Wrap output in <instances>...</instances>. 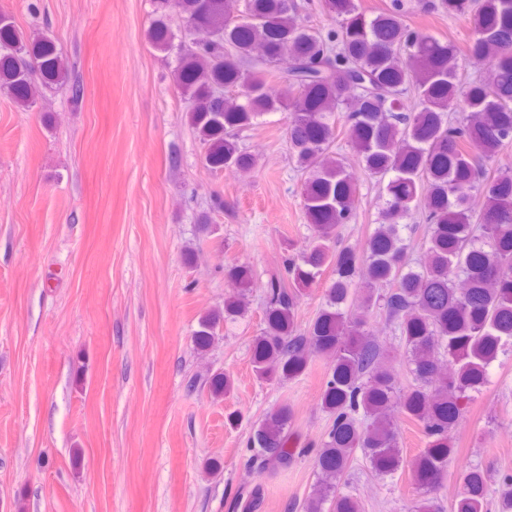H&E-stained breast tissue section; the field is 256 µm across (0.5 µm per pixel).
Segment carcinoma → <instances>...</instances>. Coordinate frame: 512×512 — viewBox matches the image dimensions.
<instances>
[{"label": "carcinoma", "instance_id": "obj_1", "mask_svg": "<svg viewBox=\"0 0 512 512\" xmlns=\"http://www.w3.org/2000/svg\"><path fill=\"white\" fill-rule=\"evenodd\" d=\"M151 47L176 51L172 77L211 173H248L256 158L242 133L280 112L303 177L307 245L285 274L257 285L243 264L225 267L235 291L224 320L249 310L253 288L266 296L264 327L253 341V371L263 381L295 380L317 357L330 359L320 406L329 419L314 456L318 475L301 512H363L345 490L357 463L379 480L411 472L408 512H439L441 489L457 449L453 435L467 404L490 383V367L512 355V168L494 166L512 145V0H421L418 7L464 17V48L409 25L405 0L373 17L360 0H320L329 26L306 22L300 0H154ZM292 93L277 89L278 61ZM476 65L473 77L465 67ZM50 31L32 45L8 21L0 25V84L19 109L67 76ZM346 140L385 198L362 246L339 230L356 209V185L336 151ZM483 199L479 212L471 193ZM419 242L402 236L407 221ZM330 275L307 329L298 326L304 292ZM379 313L394 328L386 344L370 330ZM219 316L200 322L207 348ZM416 425L424 448L408 462L394 414ZM293 414L268 411L253 427L247 462L270 472L306 453L293 448ZM450 512H512V473L456 471ZM261 488L241 489L233 507L256 512Z\"/></svg>", "mask_w": 512, "mask_h": 512}]
</instances>
